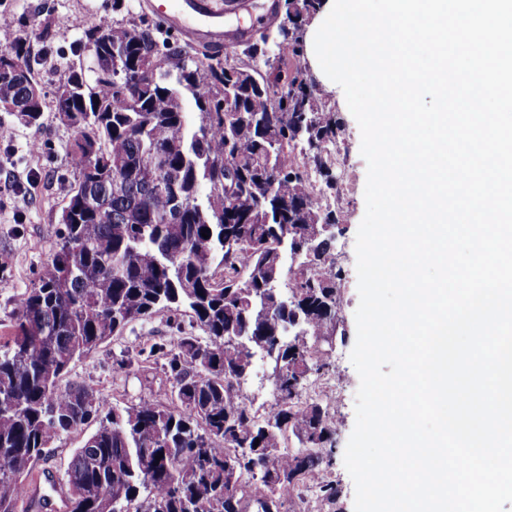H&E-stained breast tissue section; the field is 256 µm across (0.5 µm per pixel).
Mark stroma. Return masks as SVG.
Returning a JSON list of instances; mask_svg holds the SVG:
<instances>
[{"mask_svg": "<svg viewBox=\"0 0 512 512\" xmlns=\"http://www.w3.org/2000/svg\"><path fill=\"white\" fill-rule=\"evenodd\" d=\"M113 0H0V12L10 14L13 24L0 30V48L11 46L24 36L35 50V71L46 95L53 97L63 66L76 60L85 23L105 17L114 21H133L153 28L158 38L176 45L186 37L170 33L147 7L148 0H123L122 10L112 8ZM342 128L340 140L328 148L329 175L343 185L342 193L326 189V177H317L321 189L316 205L321 212L336 214L338 228L334 241L337 261L342 269L339 306L340 335L332 352L334 367L325 376H311L308 396L334 413L339 426L332 442V466L329 477L338 488L336 502L327 503L318 495L306 497V512H354V483L343 456L355 425V396L359 377L349 355L356 340L355 310L359 303L356 274L355 238L365 213L364 190L367 164L360 152L359 126L350 113L344 95L325 99ZM44 128L39 138L44 144L41 155H34L28 144L30 131L16 119L0 112V128L11 131L0 140V324L10 323L15 298L31 286L39 267L49 253L65 193L76 178L68 163V145L72 132L52 110H45ZM177 331L168 314L156 315L144 326L111 337L97 350L76 362L69 379L100 391L110 402L125 406L143 398L161 397L165 377L149 355L154 342H169ZM131 363L127 375L114 377L117 361ZM93 425H85L57 441L52 456L39 464L33 484L47 491L46 475L61 476L75 448L81 446Z\"/></svg>", "mask_w": 512, "mask_h": 512, "instance_id": "35a3bbf8", "label": "stroma"}]
</instances>
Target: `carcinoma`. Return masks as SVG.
I'll use <instances>...</instances> for the list:
<instances>
[{
    "label": "carcinoma",
    "instance_id": "obj_1",
    "mask_svg": "<svg viewBox=\"0 0 512 512\" xmlns=\"http://www.w3.org/2000/svg\"><path fill=\"white\" fill-rule=\"evenodd\" d=\"M320 7L321 0H283L292 23L247 41V74L225 58L200 64L196 48L165 43L169 78L132 83L105 73L87 78L77 98L53 97L72 131L76 180L37 281L0 334V512H19L25 478L55 442L91 421L96 429L51 486L66 512H112L117 495L127 504L150 497L161 512H267L262 497L271 487L273 510L282 512L309 480L322 500H336L328 473L338 420L301 400L310 376L332 368V348L315 340L333 326L321 299L340 297L333 243L316 241L313 281L290 282L293 305L258 293L281 282L284 249L310 240L315 225L336 222L315 206L310 179L328 169L323 144L336 143L341 128L302 72L268 78L260 70L270 50L279 60L300 56L297 33ZM114 47L125 49L133 71L159 52L154 30L134 22L98 19L84 28L82 54ZM4 54L20 72L0 69V111L31 102V111L12 116L36 134L47 103L43 93L30 97L39 82L26 42ZM240 268L247 277L237 278ZM290 308L311 343L275 344ZM161 312L177 320L178 336L150 353L171 382V405L143 399L119 408L88 385H62L76 361ZM271 348L277 399L260 415L240 385L253 355ZM288 431L316 442L315 454L288 448ZM230 463L255 480L232 511L224 506Z\"/></svg>",
    "mask_w": 512,
    "mask_h": 512
}]
</instances>
